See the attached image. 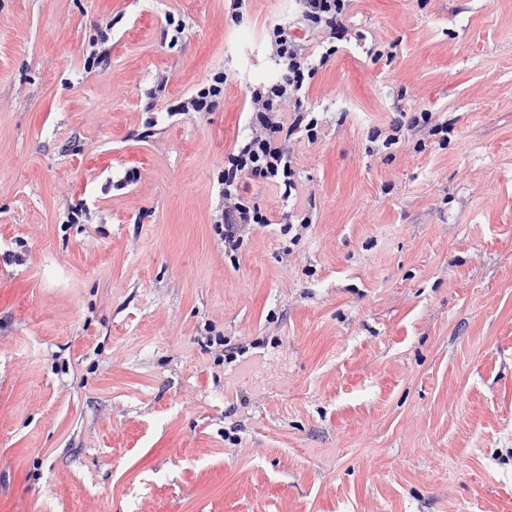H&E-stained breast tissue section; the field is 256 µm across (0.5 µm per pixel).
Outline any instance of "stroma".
<instances>
[{
    "mask_svg": "<svg viewBox=\"0 0 512 512\" xmlns=\"http://www.w3.org/2000/svg\"><path fill=\"white\" fill-rule=\"evenodd\" d=\"M290 7L228 30L224 0H0V247L30 250L0 265V512H512V0H358L396 57L319 71L312 229L261 230L233 267L210 198ZM219 66L215 112L136 138L156 71L176 99ZM403 85L458 137L366 156ZM205 323L261 346L214 365ZM161 29V42L175 48L187 42L192 36L193 29L179 13L168 11L164 16ZM121 19L122 17L119 18L116 15L112 18V23L107 22L103 28L99 29L98 39L91 46L92 49L84 60V69L87 73L99 68L109 60L112 51V33L114 34V27Z\"/></svg>",
    "mask_w": 512,
    "mask_h": 512,
    "instance_id": "35a3bbf8",
    "label": "stroma"
}]
</instances>
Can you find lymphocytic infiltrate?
<instances>
[{"label":"lymphocytic infiltrate","mask_w":512,"mask_h":512,"mask_svg":"<svg viewBox=\"0 0 512 512\" xmlns=\"http://www.w3.org/2000/svg\"><path fill=\"white\" fill-rule=\"evenodd\" d=\"M356 0H294L287 20L269 22L262 30L263 51L278 68L273 79L246 84L245 124L224 154V169L210 205V222L231 265H238L244 243L258 229L274 224L267 207L249 193L250 184L272 190L284 204L282 235L298 242L310 230V210L298 207L299 161L303 151L322 140L323 118L308 102L309 90L319 70L334 60L341 42L349 36L364 40V33H352L350 22ZM366 40V39H365ZM167 72L158 71L145 92L144 111L150 112L146 136L164 132L154 111L165 107L167 116L211 112L229 94L232 79L221 68L186 95L170 99ZM457 120L429 108L395 107L386 123L367 133V153L393 157L407 139L415 150L428 142L446 146L456 136Z\"/></svg>","instance_id":"obj_1"}]
</instances>
